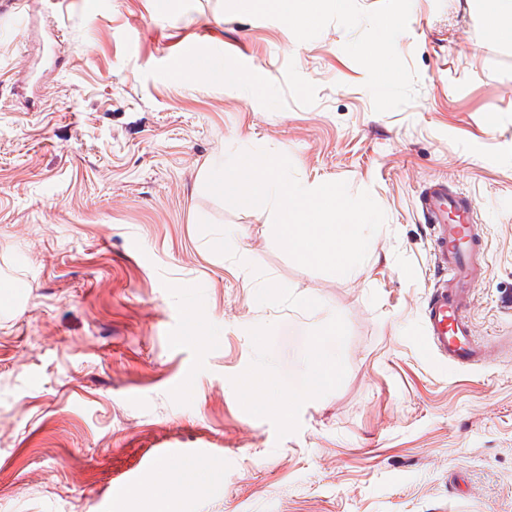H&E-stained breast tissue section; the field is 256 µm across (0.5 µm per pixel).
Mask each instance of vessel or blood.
I'll return each instance as SVG.
<instances>
[{
    "label": "vessel or blood",
    "instance_id": "vessel-or-blood-1",
    "mask_svg": "<svg viewBox=\"0 0 512 512\" xmlns=\"http://www.w3.org/2000/svg\"><path fill=\"white\" fill-rule=\"evenodd\" d=\"M420 208L431 226L432 260L440 273L425 309L424 341L451 365H486L487 348L477 340L470 317L474 290L485 269L476 205L437 180L423 191Z\"/></svg>",
    "mask_w": 512,
    "mask_h": 512
}]
</instances>
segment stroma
I'll return each instance as SVG.
<instances>
[{
	"label": "stroma",
	"instance_id": "35a3bbf8",
	"mask_svg": "<svg viewBox=\"0 0 512 512\" xmlns=\"http://www.w3.org/2000/svg\"><path fill=\"white\" fill-rule=\"evenodd\" d=\"M26 11L0 13V512H152L112 489L169 448L201 454L168 512H512V346L457 367L421 342L434 179L484 230L475 333L512 339V40L480 0H347L301 32L232 0ZM260 149L370 192L357 274L203 188ZM330 320L336 382L308 396Z\"/></svg>",
	"mask_w": 512,
	"mask_h": 512
}]
</instances>
